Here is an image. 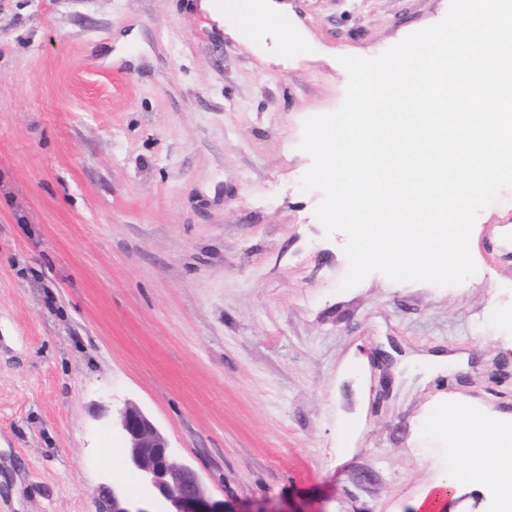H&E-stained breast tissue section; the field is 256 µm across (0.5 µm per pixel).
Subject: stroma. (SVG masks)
Wrapping results in <instances>:
<instances>
[{"label":"stroma","mask_w":512,"mask_h":512,"mask_svg":"<svg viewBox=\"0 0 512 512\" xmlns=\"http://www.w3.org/2000/svg\"><path fill=\"white\" fill-rule=\"evenodd\" d=\"M449 4L264 0L289 45L224 0H0V512L148 497L103 404L139 405L211 497L264 512H415L469 466L438 418L512 414V189L463 284L344 291L347 236L317 221L299 148L344 101L340 57ZM451 348L466 368L393 394L397 354ZM480 472L447 512H497ZM465 469L454 470L440 475L434 482L424 488L415 502V510L419 512H445L446 498L463 481L468 480Z\"/></svg>","instance_id":"1"}]
</instances>
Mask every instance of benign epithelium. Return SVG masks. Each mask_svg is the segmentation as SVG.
Segmentation results:
<instances>
[{"mask_svg":"<svg viewBox=\"0 0 512 512\" xmlns=\"http://www.w3.org/2000/svg\"><path fill=\"white\" fill-rule=\"evenodd\" d=\"M100 411L107 414L110 408L102 405ZM112 424L125 442L128 468L147 487L150 499L130 498L121 487L104 483L97 490L100 512H152L154 499L165 503L166 512H260L209 497L198 472L189 464L174 463L168 440L137 405L127 403L112 413Z\"/></svg>","mask_w":512,"mask_h":512,"instance_id":"1","label":"benign epithelium"}]
</instances>
